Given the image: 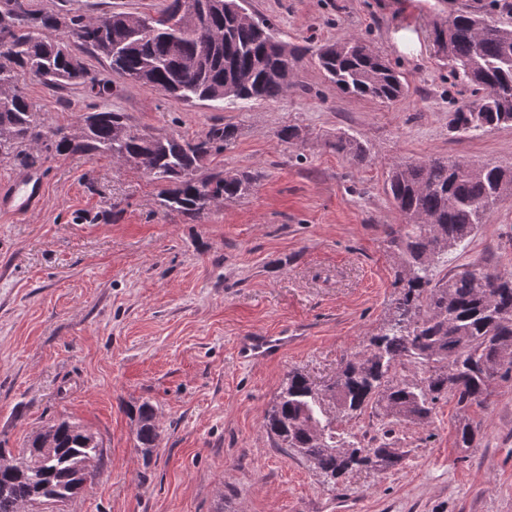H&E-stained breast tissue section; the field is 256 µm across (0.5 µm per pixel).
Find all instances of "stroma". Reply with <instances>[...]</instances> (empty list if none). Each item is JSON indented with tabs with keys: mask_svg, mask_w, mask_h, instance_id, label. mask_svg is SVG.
<instances>
[{
	"mask_svg": "<svg viewBox=\"0 0 512 512\" xmlns=\"http://www.w3.org/2000/svg\"><path fill=\"white\" fill-rule=\"evenodd\" d=\"M87 14L154 15L167 0H37ZM288 44L362 39L404 77L383 104L342 94L305 57L288 93L244 106L188 105L112 75V92L57 93L24 77L38 122L77 130L90 107L124 113L154 136L200 137L230 124L235 143L205 173L251 171L254 190L192 221L161 204L162 183L98 154H35L41 205L0 215V447L66 418L102 443L98 475L54 512H512V378L488 405L441 397L428 423H392L377 406L337 417L359 446L396 449L386 470L330 483L278 447L264 426L288 374L332 380L392 318L399 255L383 229L402 217L385 191L391 164L435 156L512 169V126L454 132L449 114L472 101L435 57L430 33L448 0H243ZM299 128L292 144L282 127ZM357 135L370 161L334 148ZM486 262L512 271V199L451 252L447 269ZM288 333L282 355L252 364L239 337ZM151 403L161 437L150 459L133 408ZM477 445H456V429Z\"/></svg>",
	"mask_w": 512,
	"mask_h": 512,
	"instance_id": "1",
	"label": "stroma"
}]
</instances>
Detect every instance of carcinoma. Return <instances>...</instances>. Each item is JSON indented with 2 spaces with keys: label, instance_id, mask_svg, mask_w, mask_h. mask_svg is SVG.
<instances>
[{
  "label": "carcinoma",
  "instance_id": "cac0c4a2",
  "mask_svg": "<svg viewBox=\"0 0 512 512\" xmlns=\"http://www.w3.org/2000/svg\"><path fill=\"white\" fill-rule=\"evenodd\" d=\"M188 2L170 0L155 17H87L68 9L48 12L34 0H0V156L22 147L107 155L166 183L162 205L193 220L215 200L248 195L257 180L247 171L203 174L207 157L234 143L237 129L231 125L196 139L156 137L139 132L121 112L97 110L84 114L74 133L38 127L20 77L56 89L80 86L96 97L110 88L73 51L58 49L53 33L62 27L110 71L188 103L277 100L291 88L282 75L310 52L344 94L382 103L404 95L400 72L356 37L313 51L280 40L271 23H234L223 10L196 29L186 23ZM504 13L512 14V0H462L447 21L433 26V47L452 77L480 94L451 113L458 133L512 125V29L497 19ZM204 45L213 49L210 64L189 67ZM334 147L356 164L368 161V147L353 134L336 136ZM385 186L403 218L386 231L401 260L398 315L345 359L330 394L292 371L265 416L275 440L331 482L353 470L390 467L395 458L376 462L371 454L385 449L360 448L337 435L329 408L351 418L374 404L393 422L419 425L441 396L451 393L465 406L484 403L495 381L512 374V272L472 263L450 275L435 273L443 255L512 197V170L458 160L450 172L448 159L430 157L394 163ZM406 363L422 376L397 377V367ZM134 417L137 447L148 458L161 435L155 410L145 402ZM46 443L50 457L42 452ZM101 456L99 440L79 424L46 426L16 455L6 459L0 452V512H44L77 497L94 480L93 463Z\"/></svg>",
  "mask_w": 512,
  "mask_h": 512
}]
</instances>
